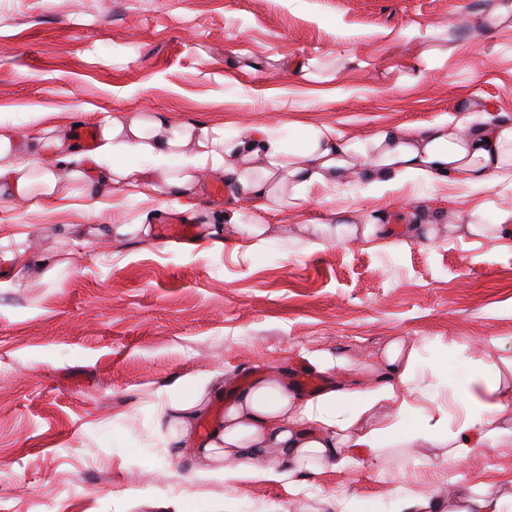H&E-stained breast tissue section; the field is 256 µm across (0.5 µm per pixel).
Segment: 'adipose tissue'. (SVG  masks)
<instances>
[{
    "label": "adipose tissue",
    "mask_w": 512,
    "mask_h": 512,
    "mask_svg": "<svg viewBox=\"0 0 512 512\" xmlns=\"http://www.w3.org/2000/svg\"><path fill=\"white\" fill-rule=\"evenodd\" d=\"M72 146L44 128L38 152H29L19 137L0 131V194L27 201H57L60 169H68ZM147 159L152 168H169L173 157L183 159L168 185L183 189L205 172L222 175L263 208L280 203L281 181L293 187L294 199L304 198L313 184L331 185L360 170L374 191L396 188L407 177L465 187L493 188L512 175V124L489 123L470 112L455 127L440 123L421 135L381 129L363 144L341 141L327 127H314L291 149L271 131L249 129L234 135L195 124L174 129L158 115L112 117L99 130L86 164L68 170V198L90 201L97 220L94 236L129 226L113 227L103 214L108 202L100 198L103 182L114 186H145L132 165L113 166L109 176L96 166L111 153ZM413 347L390 342L383 354L381 381L342 389L333 385L313 391L289 386L271 370L237 388L224 404L206 435H198V419L222 395L224 376L178 378L164 390L163 435L175 448L196 449L197 478L232 482L241 479L279 480L317 469L334 461L345 464V448L365 449L381 457L387 447L422 441L433 448H492L512 439V402L498 398L499 377L477 372L460 397L465 411L456 428L447 417H426L422 427H405L402 415L409 404L402 389L415 363Z\"/></svg>",
    "instance_id": "adipose-tissue-1"
}]
</instances>
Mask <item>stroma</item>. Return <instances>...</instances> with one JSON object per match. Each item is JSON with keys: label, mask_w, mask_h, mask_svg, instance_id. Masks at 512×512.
Returning a JSON list of instances; mask_svg holds the SVG:
<instances>
[{"label": "stroma", "mask_w": 512, "mask_h": 512, "mask_svg": "<svg viewBox=\"0 0 512 512\" xmlns=\"http://www.w3.org/2000/svg\"><path fill=\"white\" fill-rule=\"evenodd\" d=\"M500 0H0V130L35 146L44 126L76 132L105 116L164 114L171 125L234 134L272 130L293 146L312 127L342 141L381 129L422 133L477 103L512 123V18ZM113 190L115 224H147L100 240L92 216L61 202L31 210L0 197V252L24 233L32 263L0 288V512H444L460 491L512 492V444L457 460L415 443L381 459L349 449L347 467L279 481L192 478L191 448L160 439L159 389L223 372L244 384L297 371L378 383L395 339L417 349L406 424L464 413L459 390L499 365L512 401V231L452 235L475 210L496 225L512 182L470 191L418 178L379 195L352 176L265 210L206 174L181 196ZM238 214L268 227L235 237L161 238L175 219L220 224ZM424 232L402 240V223ZM321 224H381L382 235L309 248ZM56 255L45 276L37 260ZM367 362L319 373L314 356Z\"/></svg>", "instance_id": "1"}]
</instances>
